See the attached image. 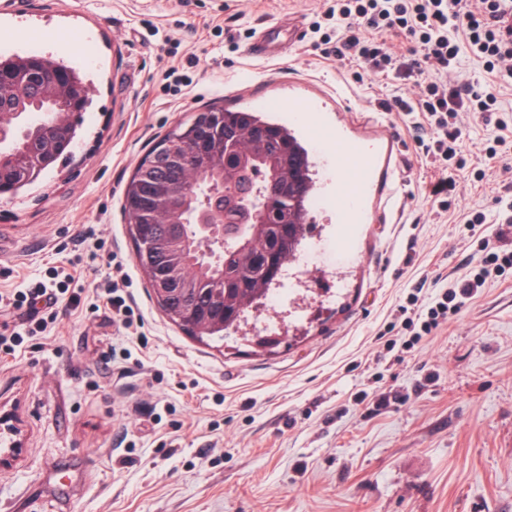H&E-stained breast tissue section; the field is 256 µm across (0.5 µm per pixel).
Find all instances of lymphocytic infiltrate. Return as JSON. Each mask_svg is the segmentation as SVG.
<instances>
[{
	"instance_id": "lymphocytic-infiltrate-1",
	"label": "lymphocytic infiltrate",
	"mask_w": 512,
	"mask_h": 512,
	"mask_svg": "<svg viewBox=\"0 0 512 512\" xmlns=\"http://www.w3.org/2000/svg\"><path fill=\"white\" fill-rule=\"evenodd\" d=\"M325 17L333 26L317 44L323 57L356 64L384 78L410 79L421 88L415 101L396 96L379 100L378 106L384 112L416 115L428 125L430 140L420 146L427 167L441 169L450 162L466 167L462 151L466 112L480 114L498 130L485 150L487 159L512 154V140L506 136L512 123L498 113L497 91L498 86L512 84V0H335ZM390 37L410 39L411 46L407 52H394L386 43ZM466 54L481 62L492 83H448L447 73L457 69ZM493 202V212L469 214L462 234L474 237L477 227L495 219L504 230L497 247L487 250L482 261L512 267V236L507 233L512 225V199L497 196ZM482 284L478 276L463 279L456 290L444 292L424 310L418 307V296H411L399 308L404 327L422 337L430 335L458 313L457 296H473ZM64 300L74 304L78 297L72 294L63 299L38 284L0 296V305L26 311L34 322L28 331L33 337L57 320Z\"/></svg>"
}]
</instances>
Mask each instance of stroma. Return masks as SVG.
<instances>
[{
	"mask_svg": "<svg viewBox=\"0 0 512 512\" xmlns=\"http://www.w3.org/2000/svg\"><path fill=\"white\" fill-rule=\"evenodd\" d=\"M328 0H19L0 7V54H46L84 75L92 103L65 168L0 201V293L71 275L81 301L0 364V414L23 448L0 470V512H512V269L419 343L393 327L473 270L497 225L471 210L512 196L485 163L493 126L468 116L450 211L431 199L421 131L378 100L411 81L356 74L312 47ZM304 37L266 60L261 28ZM177 68L179 85L165 74ZM355 145L371 174L342 238L336 150L289 112ZM251 109L306 144L307 241L317 278L273 323L202 343L173 324L136 266L122 191L150 147L193 112ZM488 181L474 187L472 168ZM119 286L140 323L112 321ZM260 336H278L271 350ZM386 407H378V399Z\"/></svg>",
	"mask_w": 512,
	"mask_h": 512,
	"instance_id": "obj_1",
	"label": "stroma"
}]
</instances>
